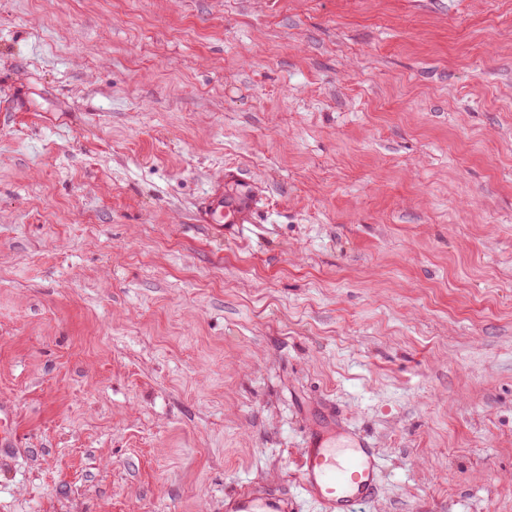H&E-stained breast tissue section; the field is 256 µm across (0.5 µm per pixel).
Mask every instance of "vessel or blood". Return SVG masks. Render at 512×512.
Masks as SVG:
<instances>
[{
	"label": "vessel or blood",
	"instance_id": "obj_1",
	"mask_svg": "<svg viewBox=\"0 0 512 512\" xmlns=\"http://www.w3.org/2000/svg\"><path fill=\"white\" fill-rule=\"evenodd\" d=\"M255 199L251 185L242 183L230 193H213L198 212L203 224L222 226L225 235H238L251 223ZM381 459L359 434L311 430L300 468L301 487L309 504L320 512H358L372 501L382 476ZM296 505L286 496L251 485L225 497L224 512H294Z\"/></svg>",
	"mask_w": 512,
	"mask_h": 512
}]
</instances>
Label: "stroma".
I'll return each instance as SVG.
<instances>
[{
    "label": "stroma",
    "mask_w": 512,
    "mask_h": 512,
    "mask_svg": "<svg viewBox=\"0 0 512 512\" xmlns=\"http://www.w3.org/2000/svg\"><path fill=\"white\" fill-rule=\"evenodd\" d=\"M256 219L197 221L226 171ZM0 512H512V0H0ZM341 435L338 446L336 430L312 429L307 436L301 487L306 501L321 512H359L380 486L383 466L375 448L354 431L343 429ZM297 505L288 496L278 495L261 486L241 488L231 496L224 497V512H290Z\"/></svg>",
    "instance_id": "stroma-1"
}]
</instances>
